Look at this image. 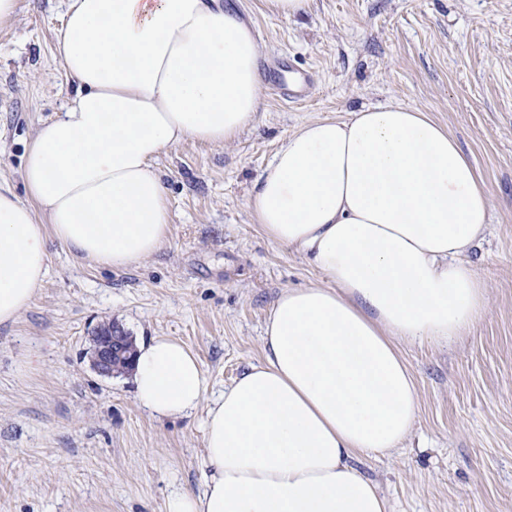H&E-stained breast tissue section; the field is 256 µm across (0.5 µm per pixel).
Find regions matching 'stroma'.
Listing matches in <instances>:
<instances>
[{
  "mask_svg": "<svg viewBox=\"0 0 512 512\" xmlns=\"http://www.w3.org/2000/svg\"><path fill=\"white\" fill-rule=\"evenodd\" d=\"M255 29L262 66L313 77L291 101L261 87L255 125L223 146L162 154L169 241L141 265L103 269L48 238V271L17 321L0 325V512H167L202 487L205 405L159 418L130 371L100 374L93 337L169 336L200 360L208 400L262 358L266 317L286 288L321 280L268 242L247 196L301 123L398 102L448 128L488 186L492 222L470 259L488 284L483 318L451 345L405 343L418 392L411 435L360 456L391 512H512V0H313L287 21L229 0ZM67 0H19L0 28V184L21 179L39 125L75 91L55 34Z\"/></svg>",
  "mask_w": 512,
  "mask_h": 512,
  "instance_id": "1",
  "label": "stroma"
}]
</instances>
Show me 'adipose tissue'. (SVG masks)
<instances>
[{
  "instance_id": "adipose-tissue-1",
  "label": "adipose tissue",
  "mask_w": 512,
  "mask_h": 512,
  "mask_svg": "<svg viewBox=\"0 0 512 512\" xmlns=\"http://www.w3.org/2000/svg\"><path fill=\"white\" fill-rule=\"evenodd\" d=\"M56 46L77 91L27 151L28 200L0 186L2 325L43 283L48 238L112 269L161 250L158 158L187 139L232 142L260 105L254 28L221 0H69ZM246 206L324 279L279 294L262 360L207 408L201 490L168 512H388L356 462L413 430L401 343L455 341L486 312L469 253L490 192L445 126L389 102L300 125ZM133 381L160 417L196 409L206 390L197 356L165 336L137 345Z\"/></svg>"
}]
</instances>
